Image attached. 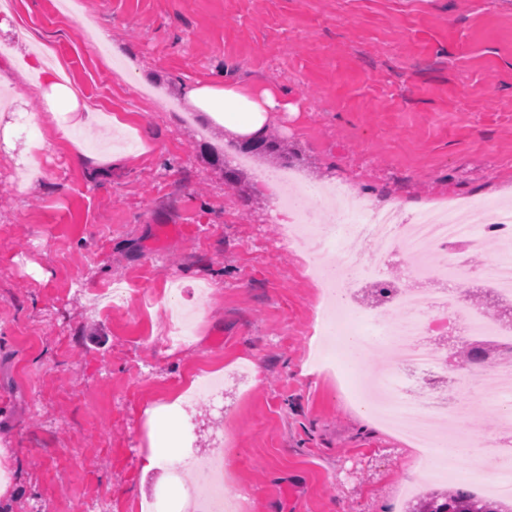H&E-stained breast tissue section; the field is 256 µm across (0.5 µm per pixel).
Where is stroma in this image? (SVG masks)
<instances>
[{
    "mask_svg": "<svg viewBox=\"0 0 512 512\" xmlns=\"http://www.w3.org/2000/svg\"><path fill=\"white\" fill-rule=\"evenodd\" d=\"M56 2L0 17L17 65L0 96V479L25 487L12 512H177L173 483L139 463L148 409L178 399L191 454L230 456L224 493L249 512L401 502L410 444L310 357L326 300L309 254L281 244L270 163L226 183L241 142L200 114L185 124V89L283 90L298 111L270 130L304 181L417 208L509 200L512 0ZM22 26L72 75L67 123L33 92ZM176 279L193 332L171 347ZM115 281L132 293L108 307Z\"/></svg>",
    "mask_w": 512,
    "mask_h": 512,
    "instance_id": "stroma-1",
    "label": "stroma"
}]
</instances>
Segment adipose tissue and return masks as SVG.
<instances>
[{"label":"adipose tissue","instance_id":"adipose-tissue-1","mask_svg":"<svg viewBox=\"0 0 512 512\" xmlns=\"http://www.w3.org/2000/svg\"><path fill=\"white\" fill-rule=\"evenodd\" d=\"M31 71L38 76L34 91L44 100L46 111L57 115L78 110L75 93L59 82L55 71L44 68L41 58L33 59ZM188 97L208 119L223 125L235 136L249 139L257 138L266 130L274 112L292 109L278 90L231 85L218 78L192 85ZM182 415L183 410L177 403L151 411L148 419L151 450L140 462L142 472H150L164 463H180Z\"/></svg>","mask_w":512,"mask_h":512}]
</instances>
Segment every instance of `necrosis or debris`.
<instances>
[{
  "mask_svg": "<svg viewBox=\"0 0 512 512\" xmlns=\"http://www.w3.org/2000/svg\"><path fill=\"white\" fill-rule=\"evenodd\" d=\"M482 225L468 223L462 207L428 206L408 214L396 205H369L343 195L334 223L298 198L292 214L302 242L319 255L316 267L324 284L340 296L326 332L341 336L348 323L359 326L364 344L397 350L393 367L379 381L381 395L372 409L413 447L422 449L412 483L440 481L459 469V451L478 442L482 453L472 458L466 475L473 494L493 489L512 506V324L489 310H478L459 296L477 283L493 291L498 303L512 304V208L483 207ZM502 244L500 257L471 272L469 258L486 237ZM359 249H351V242ZM401 257L408 276L392 282L388 266ZM454 326L460 340L490 347L476 369L448 364V350L427 341L430 333ZM498 395L504 412L496 434L476 437L465 418L475 396ZM447 448L438 458L434 445ZM492 469L495 482L486 486L481 470Z\"/></svg>",
  "mask_w": 512,
  "mask_h": 512,
  "instance_id": "4bbe7bcc",
  "label": "necrosis or debris"
}]
</instances>
